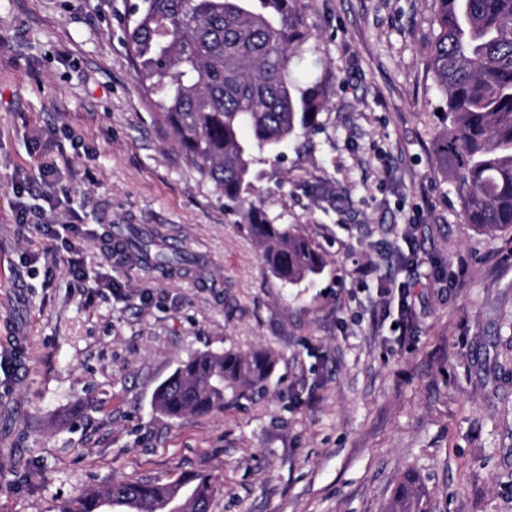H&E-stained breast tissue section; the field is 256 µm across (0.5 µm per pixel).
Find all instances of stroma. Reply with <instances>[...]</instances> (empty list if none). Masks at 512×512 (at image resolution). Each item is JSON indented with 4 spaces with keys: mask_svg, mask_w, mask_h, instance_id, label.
<instances>
[{
    "mask_svg": "<svg viewBox=\"0 0 512 512\" xmlns=\"http://www.w3.org/2000/svg\"><path fill=\"white\" fill-rule=\"evenodd\" d=\"M124 11L0 0V353L26 342L0 363V512L190 472L211 512H384L409 472L434 512H512V229L464 223L434 150V0L294 2L293 77L327 106L256 155L250 197L325 255L297 286L156 123ZM129 228L193 264H130ZM411 248L404 348L364 270L398 273ZM230 346L271 355L265 394L154 408L178 361Z\"/></svg>",
    "mask_w": 512,
    "mask_h": 512,
    "instance_id": "35a3bbf8",
    "label": "stroma"
}]
</instances>
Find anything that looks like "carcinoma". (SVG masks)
<instances>
[{
  "mask_svg": "<svg viewBox=\"0 0 512 512\" xmlns=\"http://www.w3.org/2000/svg\"><path fill=\"white\" fill-rule=\"evenodd\" d=\"M292 2L133 0L123 33L156 121L171 128L200 180L241 209L269 272L298 285L322 272L323 256L290 225L269 223L245 196L254 154H278L325 108L317 87L300 91L292 77V48L304 39ZM435 5L426 67L442 94L437 152L453 174L464 223L488 234L512 229V0ZM130 247L156 267L189 262L141 236ZM273 367L262 351L199 352L158 385L153 404L173 419L221 409L265 391ZM212 496L201 473L167 483L115 480L61 502L57 512H210ZM386 512H431L418 475L403 477Z\"/></svg>",
  "mask_w": 512,
  "mask_h": 512,
  "instance_id": "obj_1",
  "label": "carcinoma"
}]
</instances>
